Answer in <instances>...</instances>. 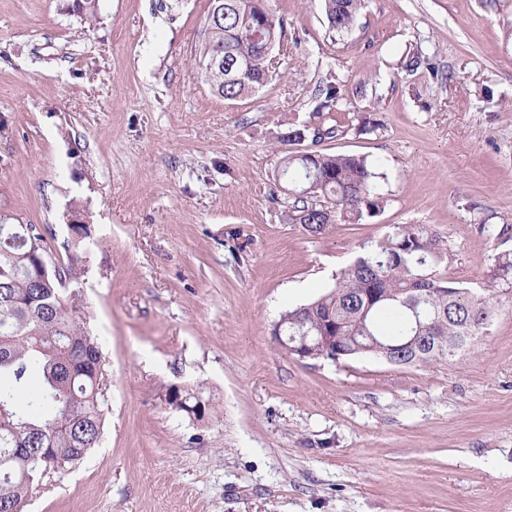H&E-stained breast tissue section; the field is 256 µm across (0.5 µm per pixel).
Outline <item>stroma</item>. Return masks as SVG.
Listing matches in <instances>:
<instances>
[{
  "mask_svg": "<svg viewBox=\"0 0 512 512\" xmlns=\"http://www.w3.org/2000/svg\"><path fill=\"white\" fill-rule=\"evenodd\" d=\"M287 51L258 92L197 65L210 0H0V222L80 214V301L102 347V441L49 473L26 512H512V0H272ZM417 52L433 69L406 71ZM342 135L288 146L327 84ZM373 129L362 132L360 120ZM381 160L383 210L309 235L275 193L284 153ZM448 242L456 286L497 313L428 366L301 360L272 335L392 227ZM495 225L493 235L480 232ZM242 245L233 258L230 245ZM201 386L218 416L170 409ZM321 1L329 29L336 33L348 31L354 23L361 0Z\"/></svg>",
  "mask_w": 512,
  "mask_h": 512,
  "instance_id": "35a3bbf8",
  "label": "stroma"
}]
</instances>
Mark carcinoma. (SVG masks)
<instances>
[{
	"instance_id": "obj_1",
	"label": "carcinoma",
	"mask_w": 512,
	"mask_h": 512,
	"mask_svg": "<svg viewBox=\"0 0 512 512\" xmlns=\"http://www.w3.org/2000/svg\"><path fill=\"white\" fill-rule=\"evenodd\" d=\"M223 2V9L205 20L200 62L212 92L235 100L271 80V58L282 44L284 23L270 0ZM360 4L322 0L329 29L349 30ZM216 56L239 69L230 76L211 67ZM338 104L339 90L330 84L314 108L319 123L280 140L316 131L337 136L328 113ZM378 178L377 164L364 156L317 151L307 162L284 156L277 187L292 200L288 219L319 236L331 224L379 212L386 200ZM68 229L60 244L67 257L61 263L65 289L53 272H42L48 229L0 224V512H13L27 501L50 470L81 461L103 434V357L77 298L78 249L90 227ZM447 259V241L439 233L423 224L397 226L341 270L328 292L286 310L279 319L282 335L306 340L312 360L326 357L320 336L329 326L338 350H365L381 358L389 349L399 365L450 360L487 334L495 305L448 281L440 272ZM491 276L512 280V254L495 259ZM164 400L196 420L214 411V398L200 387H170Z\"/></svg>"
}]
</instances>
